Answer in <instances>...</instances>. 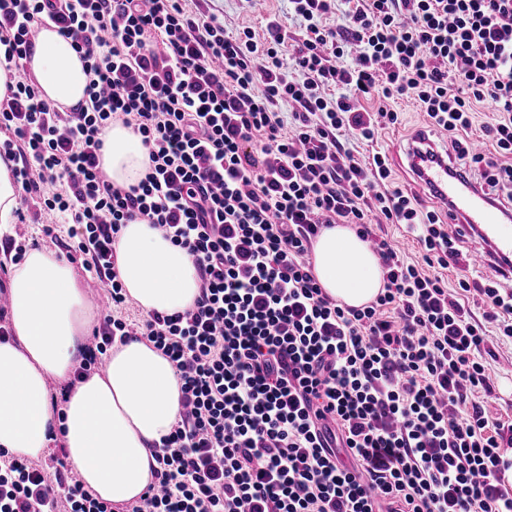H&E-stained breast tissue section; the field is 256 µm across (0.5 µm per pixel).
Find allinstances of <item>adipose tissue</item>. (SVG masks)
<instances>
[{
	"label": "adipose tissue",
	"instance_id": "ef3b65f1",
	"mask_svg": "<svg viewBox=\"0 0 512 512\" xmlns=\"http://www.w3.org/2000/svg\"><path fill=\"white\" fill-rule=\"evenodd\" d=\"M44 100L62 109L86 99L85 64L54 29L40 33L27 63ZM103 164L115 184H138L148 151L132 129L104 134ZM118 272L127 295L146 312L194 306L197 272L186 250L136 220L119 234ZM314 273L325 292L352 307L372 301L384 285L378 256L346 224L324 228L313 250ZM12 340L0 342V449L36 459L53 435L84 489L122 505L139 499L154 480L155 445L170 434L180 410L181 384L172 362L153 345L131 339L113 346L106 373L74 380L86 355L90 314L69 262L29 250L8 280ZM72 383L54 403L47 382Z\"/></svg>",
	"mask_w": 512,
	"mask_h": 512
}]
</instances>
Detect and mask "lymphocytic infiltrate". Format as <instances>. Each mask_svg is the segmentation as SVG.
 Here are the masks:
<instances>
[{
	"label": "lymphocytic infiltrate",
	"instance_id": "1",
	"mask_svg": "<svg viewBox=\"0 0 512 512\" xmlns=\"http://www.w3.org/2000/svg\"><path fill=\"white\" fill-rule=\"evenodd\" d=\"M187 2L0 0L15 69L50 24L86 64L76 108L27 78L0 101L19 221L69 213L81 233L67 258L110 295L80 369L138 337L181 382L155 483L125 512H512V423L490 421L479 400L492 391L489 337L512 340V289L486 280L474 318L468 280L448 289L458 236L395 185L385 155L364 162L348 145L398 122L363 99L416 100L457 163L512 202V0H290L306 29L293 48L279 18L260 38ZM485 101L499 113L487 157L465 138ZM115 123L149 154L128 188L101 176ZM136 219L191 256L192 308L123 316L117 243ZM334 224L377 242L384 288L365 306L339 303L314 275V243ZM379 224L404 225L416 256ZM50 460L0 466V512H113L64 457Z\"/></svg>",
	"mask_w": 512,
	"mask_h": 512
}]
</instances>
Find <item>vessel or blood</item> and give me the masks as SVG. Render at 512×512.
<instances>
[{"label":"vessel or blood","mask_w":512,"mask_h":512,"mask_svg":"<svg viewBox=\"0 0 512 512\" xmlns=\"http://www.w3.org/2000/svg\"><path fill=\"white\" fill-rule=\"evenodd\" d=\"M403 153L413 176L445 203L449 223L481 240V248L469 257V267L492 272L499 264L512 262V222L477 184L449 175L448 147L439 142L436 133L414 135Z\"/></svg>","instance_id":"b4317fda"}]
</instances>
